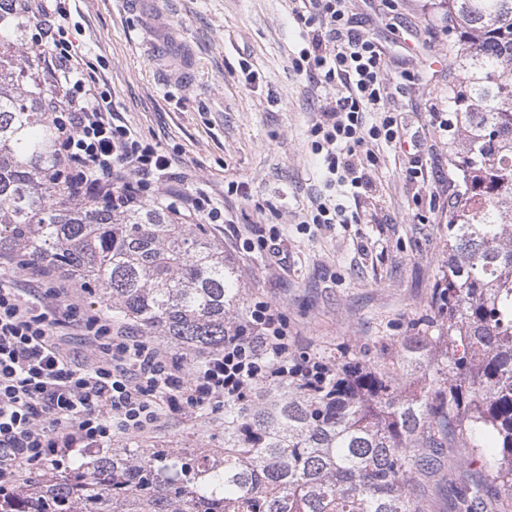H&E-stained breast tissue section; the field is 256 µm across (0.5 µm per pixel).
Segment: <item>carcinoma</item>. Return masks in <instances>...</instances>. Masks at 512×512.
<instances>
[{
    "mask_svg": "<svg viewBox=\"0 0 512 512\" xmlns=\"http://www.w3.org/2000/svg\"><path fill=\"white\" fill-rule=\"evenodd\" d=\"M432 4L453 44L457 177L432 321L378 362L339 350L324 381L290 377L224 403L222 448H115L1 489L0 512H429L421 477L446 448L495 449L456 512L512 494V0ZM22 13L23 0H0V25ZM18 78L0 52V254L79 281L112 321L185 355L223 347L241 298L224 248L155 204L69 200L49 179L61 159L45 91ZM399 367L420 374L415 395Z\"/></svg>",
    "mask_w": 512,
    "mask_h": 512,
    "instance_id": "cac0c4a2",
    "label": "carcinoma"
}]
</instances>
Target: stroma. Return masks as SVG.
I'll use <instances>...</instances> for the list:
<instances>
[{
  "instance_id": "1",
  "label": "stroma",
  "mask_w": 512,
  "mask_h": 512,
  "mask_svg": "<svg viewBox=\"0 0 512 512\" xmlns=\"http://www.w3.org/2000/svg\"><path fill=\"white\" fill-rule=\"evenodd\" d=\"M67 0L79 56L103 63L119 117L171 156L175 179L162 194L207 192L229 225L205 230L239 274L245 307L265 301L284 312L302 351L346 347L373 362L429 314L432 288L448 259V212L432 196L448 175L449 137L434 112L448 110L452 53L448 23L429 0H353L358 30L375 38L384 74L415 79L387 106L400 145L373 148L377 190L354 196L328 185L310 129L333 97L291 64L302 31L290 0ZM424 179L406 178L411 165ZM245 183L246 196L227 192ZM339 204L343 224L311 223L317 203ZM276 226L283 260L239 248L236 234ZM238 310L236 320L246 312ZM116 448H220L223 413L163 419ZM482 462L446 463L427 483L431 512H451L454 487L481 476Z\"/></svg>"
}]
</instances>
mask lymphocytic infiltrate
Masks as SVG:
<instances>
[{
  "label": "lymphocytic infiltrate",
  "mask_w": 512,
  "mask_h": 512,
  "mask_svg": "<svg viewBox=\"0 0 512 512\" xmlns=\"http://www.w3.org/2000/svg\"><path fill=\"white\" fill-rule=\"evenodd\" d=\"M26 12L32 32L27 63L57 89L48 109L63 168L52 173L53 182L71 199L94 197L116 212L156 198L185 223H225L205 194L158 195L172 159L117 118L111 89L73 49L65 5L27 0ZM292 12L305 28L293 69L336 91L310 130L312 149L322 155L330 181L370 191L376 156L357 149L370 141L395 142L399 133L385 107L381 50L355 28L349 0H300ZM368 112L378 113L379 123L365 125ZM21 275L40 295L15 288ZM296 348L287 316L259 301L223 348L187 366L83 304L75 285L53 270L23 254L7 255L0 261V484L103 450L113 434L145 433L162 416L218 409L259 384L291 374L312 381L327 372L326 359Z\"/></svg>",
  "instance_id": "obj_1"
}]
</instances>
